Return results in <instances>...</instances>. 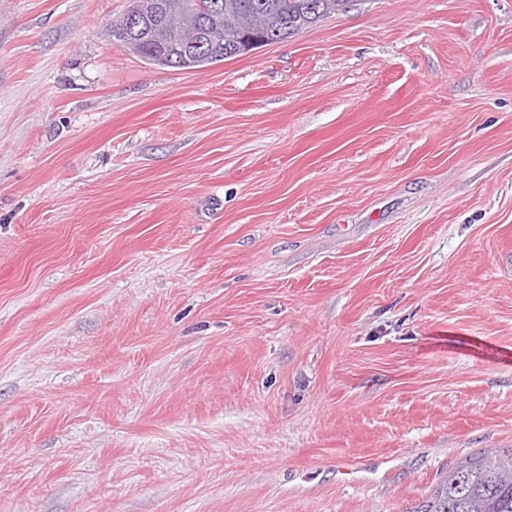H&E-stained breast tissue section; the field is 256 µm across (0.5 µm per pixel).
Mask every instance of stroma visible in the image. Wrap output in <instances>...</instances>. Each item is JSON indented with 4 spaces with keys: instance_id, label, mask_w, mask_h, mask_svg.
<instances>
[{
    "instance_id": "35a3bbf8",
    "label": "stroma",
    "mask_w": 512,
    "mask_h": 512,
    "mask_svg": "<svg viewBox=\"0 0 512 512\" xmlns=\"http://www.w3.org/2000/svg\"><path fill=\"white\" fill-rule=\"evenodd\" d=\"M0 0V512H409L512 447V0H350L152 65Z\"/></svg>"
}]
</instances>
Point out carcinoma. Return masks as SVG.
<instances>
[{
  "label": "carcinoma",
  "instance_id": "obj_1",
  "mask_svg": "<svg viewBox=\"0 0 512 512\" xmlns=\"http://www.w3.org/2000/svg\"><path fill=\"white\" fill-rule=\"evenodd\" d=\"M205 0H129L112 36L146 61L166 52L177 58L180 52L194 54L170 64L184 68L216 64L262 46L284 41L324 17L347 8L349 0H220L221 12L205 16ZM166 12H179L182 21L153 40L162 17L154 4ZM261 13L266 18L262 38L246 27L247 17ZM411 512H512V448H490L460 457L435 491Z\"/></svg>",
  "mask_w": 512,
  "mask_h": 512
}]
</instances>
